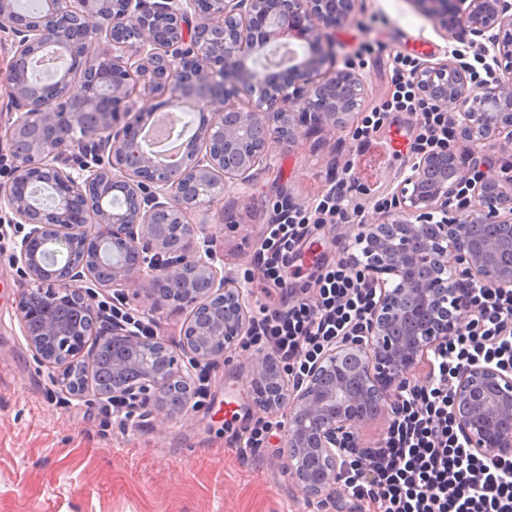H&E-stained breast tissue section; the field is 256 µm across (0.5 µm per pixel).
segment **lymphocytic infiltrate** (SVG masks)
Here are the masks:
<instances>
[{"label":"lymphocytic infiltrate","mask_w":512,"mask_h":512,"mask_svg":"<svg viewBox=\"0 0 512 512\" xmlns=\"http://www.w3.org/2000/svg\"><path fill=\"white\" fill-rule=\"evenodd\" d=\"M397 91L385 107L362 120L359 135L370 140L388 111L423 116L415 152L448 145L453 119L420 96L413 67L395 60ZM336 183L324 199L307 209L289 205L273 219L258 253L268 282L286 287L289 258L300 254L315 224H348L357 215ZM312 295L281 307H260L245 343L273 349L289 377L299 378L337 338L362 331L375 300L363 267L350 255L323 265ZM465 311L446 343L430 360L424 383H407L390 406L386 435L379 447L360 451L345 442L338 479L348 498L375 512H512V458L488 460L467 447L453 414L452 389L459 372L475 361L512 371V289L477 282L456 283L451 298Z\"/></svg>","instance_id":"f902f5d3"}]
</instances>
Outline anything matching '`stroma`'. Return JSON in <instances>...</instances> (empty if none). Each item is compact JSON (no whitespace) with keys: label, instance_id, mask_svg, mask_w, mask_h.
Wrapping results in <instances>:
<instances>
[{"label":"stroma","instance_id":"1","mask_svg":"<svg viewBox=\"0 0 512 512\" xmlns=\"http://www.w3.org/2000/svg\"><path fill=\"white\" fill-rule=\"evenodd\" d=\"M335 37L338 54L353 56L368 84L360 115L330 134L304 133L288 146L272 143L270 169L250 188L227 189L205 217L225 270L241 279L256 307L288 302L280 289L265 286L255 263L275 202L287 198L314 208L347 167L354 177L348 195L361 205L362 223L383 222L380 203L410 170L421 117L390 113L368 143L357 129L363 115L391 100L394 56L433 62L449 46L411 0H360ZM342 232L337 224L313 229L312 252L288 265L293 288L312 291L319 273L315 254L336 260ZM10 257L0 253V512H312L287 471L283 431L271 432L254 463L241 462L227 445L233 432L265 417L255 403L252 348L239 346L210 360L203 402L162 411L150 401L127 429L104 426L101 398L62 391L54 370L35 359L17 309L25 282ZM124 293L126 310L152 313L157 336L196 381L199 365L182 348L189 310L152 311L141 280ZM228 403L234 416L224 414Z\"/></svg>","mask_w":512,"mask_h":512}]
</instances>
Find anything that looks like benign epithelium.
Masks as SVG:
<instances>
[{
  "label": "benign epithelium",
  "instance_id": "7a95c632",
  "mask_svg": "<svg viewBox=\"0 0 512 512\" xmlns=\"http://www.w3.org/2000/svg\"><path fill=\"white\" fill-rule=\"evenodd\" d=\"M455 44L448 57L413 72L420 95L462 118L469 141L512 155V0H412ZM357 0H44L22 14L0 0V38L12 58L0 74L17 111L0 126V209L27 228L13 265L29 281L20 323L37 360L58 369L75 396L109 342L120 386L100 398L152 395L167 407L174 387L190 389L169 346L122 325L106 333L84 282L120 289L147 282L152 309L188 308L183 349L196 361L221 357L249 334L251 303L239 281L202 244L228 184L250 185L269 167V144H292L301 127L331 132L363 103L354 61L336 67L328 28ZM299 44L303 54L292 48ZM61 48L73 65L27 92L21 60ZM491 58L490 79L467 61ZM65 88L68 102L45 99ZM192 97L209 113L183 164L159 168L134 155L144 115ZM154 101L153 107L139 103ZM37 119L48 137L21 157L14 142ZM459 161L455 146L417 154L386 205L387 221L347 233L363 246L364 272L378 288L361 336L328 346L292 384L265 349L254 355L260 406L283 418L288 471L310 497L336 498L340 439L388 413L428 351L448 340L464 314L449 304L457 274L512 288V183ZM446 219L434 221L433 213ZM64 256V263L58 256ZM453 412L469 447L489 460L512 457V372L475 362L457 376Z\"/></svg>",
  "mask_w": 512,
  "mask_h": 512
}]
</instances>
